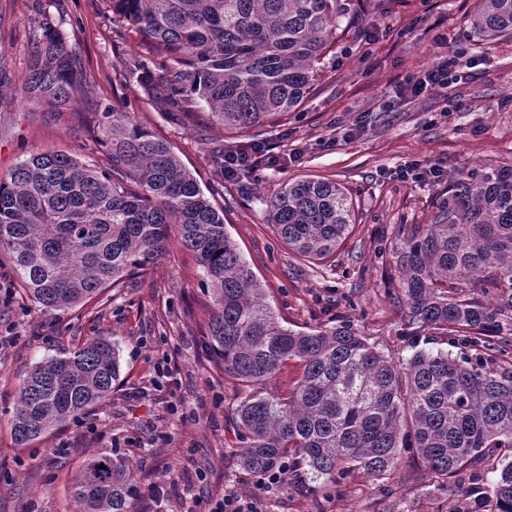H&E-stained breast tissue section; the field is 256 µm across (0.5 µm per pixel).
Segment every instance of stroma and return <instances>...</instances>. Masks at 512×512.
<instances>
[{
    "instance_id": "stroma-1",
    "label": "stroma",
    "mask_w": 512,
    "mask_h": 512,
    "mask_svg": "<svg viewBox=\"0 0 512 512\" xmlns=\"http://www.w3.org/2000/svg\"><path fill=\"white\" fill-rule=\"evenodd\" d=\"M479 0H378L336 32V43L302 105L269 133L286 168L258 166L217 181L209 148L239 136L213 125L206 109L156 111L134 80L116 87V68L141 58L142 38L113 21L110 0H0V174L47 151L100 162L88 132L98 104L121 97L140 124L166 138L215 207L227 233L274 311L297 326L350 322L378 350L412 353L401 310L390 292L397 276L381 243L398 240L404 224H428L444 181L431 166L470 172L512 164V36L481 40L472 27ZM50 17L76 51L94 96L75 90L50 114L20 99L34 50V31ZM465 52L467 79L414 99L396 86L440 55ZM334 181L355 209L351 234L329 258L311 264L290 253L268 222L267 200L286 183ZM202 272L177 239L138 283L59 315L44 314L0 256V512H74L71 478L87 459L116 452L134 467L138 496L132 512H186L192 496L218 500L253 490L239 447L235 408L241 387L213 367L200 341L205 319ZM91 336L117 345L121 382L112 397L63 429L23 447L11 414L20 380L46 356L74 349ZM496 462L479 476L463 473L452 491L433 484L422 461L402 453L387 483L356 473L348 493H305L300 479L287 491L264 494L258 512H448L461 498L480 500ZM173 483L163 502L151 486L161 473Z\"/></svg>"
}]
</instances>
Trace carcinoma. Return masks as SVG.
<instances>
[{
	"instance_id": "1",
	"label": "carcinoma",
	"mask_w": 512,
	"mask_h": 512,
	"mask_svg": "<svg viewBox=\"0 0 512 512\" xmlns=\"http://www.w3.org/2000/svg\"><path fill=\"white\" fill-rule=\"evenodd\" d=\"M110 2L146 48L119 77L136 78L162 112L205 106L236 132L274 126L300 106L355 10L351 0ZM472 25L488 41L512 35V0H480ZM39 30L20 97L58 107L89 85L51 19ZM92 137L107 155L103 168L46 152L0 175V252L41 311L65 312L144 277L174 233L203 271L201 341L242 386L235 414L244 470L286 462L288 473L309 475L312 494L342 497L355 472L392 480L403 450L445 490L498 455L490 512H512V165L449 173L433 222L401 225L391 296L415 351L397 361L347 321L282 324L224 212L170 143L118 103L95 113ZM266 206L288 251L312 263L335 253L355 223L351 197L333 181L288 183ZM290 360L302 363V377L288 396L276 395L268 387ZM119 382V350L106 336L43 358L17 388V442L62 428ZM134 493L120 454L101 453L74 477L77 512H131Z\"/></svg>"
}]
</instances>
